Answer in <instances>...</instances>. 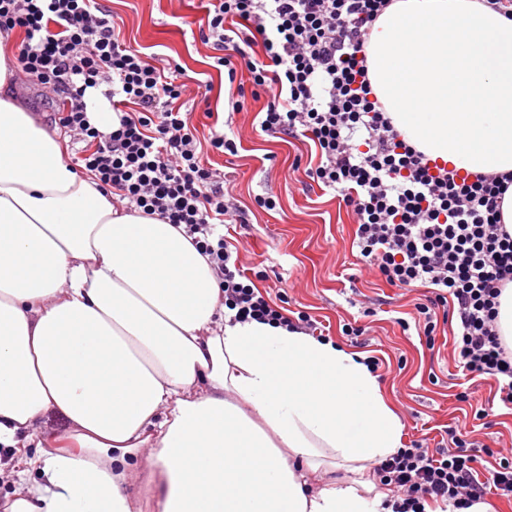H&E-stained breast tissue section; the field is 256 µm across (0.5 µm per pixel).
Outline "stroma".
<instances>
[{
    "label": "stroma",
    "instance_id": "35a3bbf8",
    "mask_svg": "<svg viewBox=\"0 0 512 512\" xmlns=\"http://www.w3.org/2000/svg\"><path fill=\"white\" fill-rule=\"evenodd\" d=\"M127 45L157 54L159 64L182 67L186 79L208 82L211 108L228 111L230 85L213 68V51L193 36L192 24L206 19L207 0H105ZM266 98L247 99L246 112L236 115L240 143L236 156L205 150L204 157L223 170L237 198L249 206L248 225L229 224L227 241L237 247L243 268L253 273L255 287L290 318L304 314L325 339L376 357L377 382L402 424V443L436 446L457 425L471 440L485 444L479 468L495 463L494 453L512 457V410L495 402L493 380H468L454 361L450 332L439 325L434 346L416 329L402 330L413 320L422 289L387 285L361 263L351 247L353 217L338 196L306 179L297 163H309L313 144L284 141L252 128ZM273 197L275 209L256 207V196ZM365 327L361 336L343 333L345 324ZM477 399L492 401V415L478 420L457 399L465 389Z\"/></svg>",
    "mask_w": 512,
    "mask_h": 512
}]
</instances>
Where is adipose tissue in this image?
<instances>
[{"label": "adipose tissue", "mask_w": 512, "mask_h": 512, "mask_svg": "<svg viewBox=\"0 0 512 512\" xmlns=\"http://www.w3.org/2000/svg\"><path fill=\"white\" fill-rule=\"evenodd\" d=\"M402 139L464 174L512 172V20L481 0H393L366 48ZM0 52V512H391L365 472L401 448L362 356L229 322L184 227L120 210L21 106ZM51 412L68 443L28 454ZM342 468L344 485L312 472ZM150 478L149 469L143 466L129 480L127 492L134 503V512H156L155 502L147 488Z\"/></svg>", "instance_id": "ef3b65f1"}]
</instances>
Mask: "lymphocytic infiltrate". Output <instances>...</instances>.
<instances>
[{
    "label": "lymphocytic infiltrate",
    "mask_w": 512,
    "mask_h": 512,
    "mask_svg": "<svg viewBox=\"0 0 512 512\" xmlns=\"http://www.w3.org/2000/svg\"><path fill=\"white\" fill-rule=\"evenodd\" d=\"M199 32L236 91L230 114L246 98L267 96L255 118L262 132L312 141L318 164L307 175L341 194L356 228L352 244L388 284L427 289L416 330L433 336L454 320V359L463 373L493 379L512 406V350L497 324L499 298L512 283V233L500 205L511 173L473 178L430 164L406 144L375 99L366 65L367 36L390 0H212ZM23 29L16 71L35 78L58 102L54 122L84 148L76 162L100 190L128 207L181 224L208 256L237 321L294 329L241 269L224 237L244 222L224 188V174L203 162L178 103L191 97L181 67L164 71L154 55L127 46L102 0H0V30ZM260 48L252 56L251 48ZM250 74L237 82L238 66ZM103 88L118 123L104 133L91 122L85 95ZM465 440L431 450L398 449L375 466L399 495L394 512H424L425 498L467 506L487 491L512 498V460L480 477Z\"/></svg>",
    "instance_id": "obj_1"
}]
</instances>
